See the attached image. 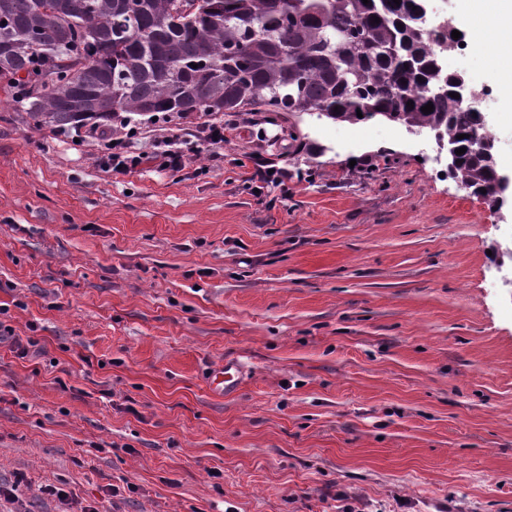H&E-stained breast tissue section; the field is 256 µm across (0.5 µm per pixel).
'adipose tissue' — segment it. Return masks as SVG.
I'll return each mask as SVG.
<instances>
[{
    "label": "adipose tissue",
    "mask_w": 512,
    "mask_h": 512,
    "mask_svg": "<svg viewBox=\"0 0 512 512\" xmlns=\"http://www.w3.org/2000/svg\"><path fill=\"white\" fill-rule=\"evenodd\" d=\"M479 53L495 61L500 88L512 90V0H460Z\"/></svg>",
    "instance_id": "1"
}]
</instances>
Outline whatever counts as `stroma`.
<instances>
[{
	"label": "stroma",
	"mask_w": 512,
	"mask_h": 512,
	"mask_svg": "<svg viewBox=\"0 0 512 512\" xmlns=\"http://www.w3.org/2000/svg\"><path fill=\"white\" fill-rule=\"evenodd\" d=\"M126 130L37 128L0 91V483L28 477L27 512H512V209L386 120L106 172ZM256 167L255 171L252 175V181L259 183L263 186H256L259 189H263L264 187L269 186V184H273L276 187H280L281 193L287 194L288 186L284 182L282 178V172L279 169H275L272 166H269L266 161L261 157H256ZM269 169H273V173L269 174ZM211 382L224 395L235 393L241 384V372L237 363L224 360V364L213 370Z\"/></svg>",
	"instance_id": "obj_1"
}]
</instances>
